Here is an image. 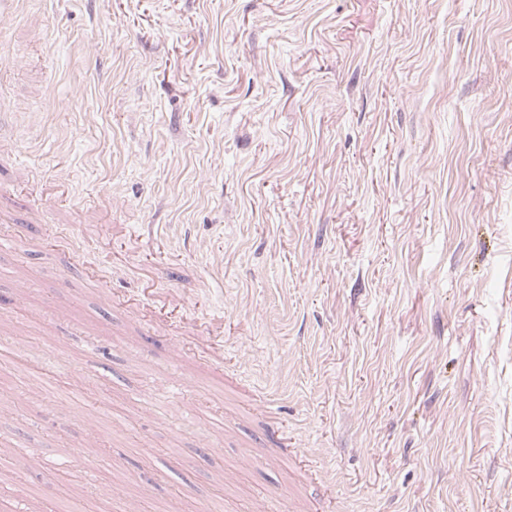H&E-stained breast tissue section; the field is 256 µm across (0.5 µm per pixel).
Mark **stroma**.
I'll return each instance as SVG.
<instances>
[{
    "mask_svg": "<svg viewBox=\"0 0 512 512\" xmlns=\"http://www.w3.org/2000/svg\"><path fill=\"white\" fill-rule=\"evenodd\" d=\"M0 99V503L512 512V0H22Z\"/></svg>",
    "mask_w": 512,
    "mask_h": 512,
    "instance_id": "1",
    "label": "stroma"
}]
</instances>
